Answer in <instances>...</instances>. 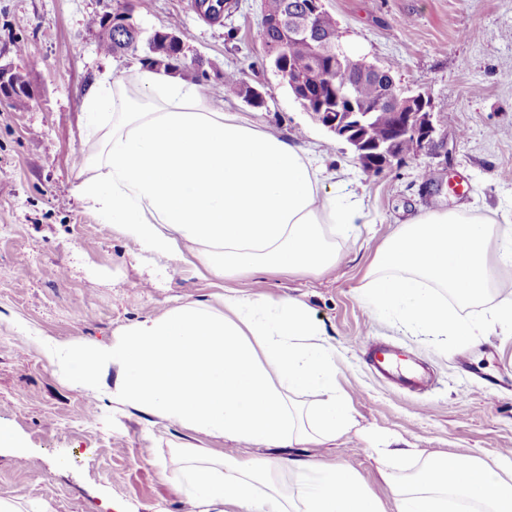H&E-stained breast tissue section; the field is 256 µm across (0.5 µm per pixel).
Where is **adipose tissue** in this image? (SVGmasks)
Returning <instances> with one entry per match:
<instances>
[{
    "instance_id": "adipose-tissue-1",
    "label": "adipose tissue",
    "mask_w": 512,
    "mask_h": 512,
    "mask_svg": "<svg viewBox=\"0 0 512 512\" xmlns=\"http://www.w3.org/2000/svg\"><path fill=\"white\" fill-rule=\"evenodd\" d=\"M143 96L101 78L83 107L97 154L78 187L86 207L159 257L239 272L326 271L337 237L356 240L362 199L326 189L297 145L249 123L174 72L135 65ZM512 250V226L457 210L401 224L376 253L361 293L379 315L426 336L468 344L477 328L448 313L440 289L483 298L495 281L492 241ZM55 363L85 384L112 380V398L197 433L285 447L321 445L353 425L324 331L294 297L216 294L129 326L112 346L75 341ZM189 512H383L351 468L321 460L258 461L183 449ZM296 473L289 495L277 475ZM397 512H512V461L463 450L425 456L412 476L387 475Z\"/></svg>"
}]
</instances>
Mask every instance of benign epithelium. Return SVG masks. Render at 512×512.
Listing matches in <instances>:
<instances>
[{"label":"benign epithelium","instance_id":"benign-epithelium-1","mask_svg":"<svg viewBox=\"0 0 512 512\" xmlns=\"http://www.w3.org/2000/svg\"><path fill=\"white\" fill-rule=\"evenodd\" d=\"M262 18L277 25L288 38L297 36L313 37L328 28L330 16L325 10L323 0H310L303 9L288 6V0L262 2ZM138 30L123 23L116 31V39L121 47L131 48L138 42ZM352 57L357 67L350 74L344 95H339L327 105L314 108L308 101L310 90L320 84L322 69L320 62L332 68L341 64V57ZM18 68L11 63H0V101L15 102L11 85ZM372 82L379 86L380 94L371 102H363L355 97L358 86ZM288 89L296 101L300 102L310 118L325 128L336 138L345 141L361 161L368 154L379 157V168L390 167L398 155L396 144L408 135L412 137L413 150L418 151L430 145L434 132L432 106L429 97L421 91H413L396 84L388 71L366 61V58L342 45L333 47L331 41L319 40V53L313 71L309 77H288ZM388 116L393 120L391 138L374 139L371 131L375 124Z\"/></svg>","mask_w":512,"mask_h":512}]
</instances>
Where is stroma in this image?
Here are the masks:
<instances>
[{
    "mask_svg": "<svg viewBox=\"0 0 512 512\" xmlns=\"http://www.w3.org/2000/svg\"><path fill=\"white\" fill-rule=\"evenodd\" d=\"M116 0H0V60L19 66L34 91L0 105V500L18 512H187L182 448L246 458L278 451L195 433L112 399V381L79 384L50 351L80 338L111 345L122 331L172 305L250 293L254 274L219 279L148 253L80 200L94 153L82 100L102 76L126 79L132 54L107 55L95 24ZM345 45L426 93L431 145L391 169L363 172L348 146L315 125L284 87L255 33L261 0H238L222 22L202 19L192 0H134L144 33L176 25L190 56L203 60L209 94L224 98L234 70L267 91L263 106L229 100L265 130L326 166L331 187L361 197L370 223L342 243L339 267L264 274L271 299L305 302L333 350L336 377L356 425L321 446H297L354 469L384 512H396L374 451L385 442L414 449L389 469L412 475L420 453L468 449L484 460L512 457V338L487 326L501 302L488 295L453 316L487 329L468 346L441 344L394 317L378 318L362 298L377 249L431 209H461L512 223V0H326ZM425 364L424 393L378 379L364 355L375 344Z\"/></svg>",
    "mask_w": 512,
    "mask_h": 512,
    "instance_id": "35a3bbf8",
    "label": "stroma"
}]
</instances>
